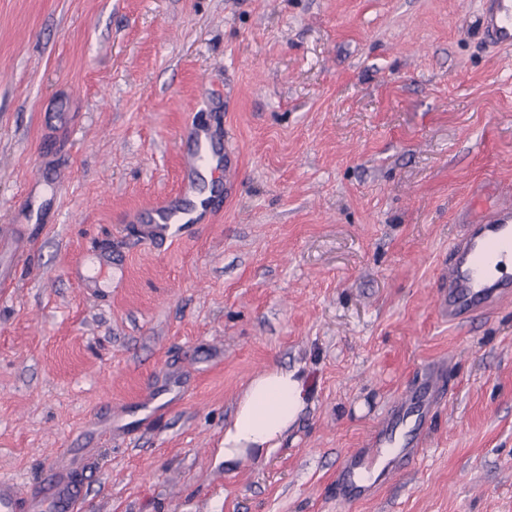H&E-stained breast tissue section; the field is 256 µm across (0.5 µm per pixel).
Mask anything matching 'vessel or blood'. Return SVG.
<instances>
[{"label": "vessel or blood", "instance_id": "1", "mask_svg": "<svg viewBox=\"0 0 512 512\" xmlns=\"http://www.w3.org/2000/svg\"><path fill=\"white\" fill-rule=\"evenodd\" d=\"M481 27L496 47H512V0H482ZM215 134L211 127L192 125L188 147L181 159V180L176 193L157 206L153 221L139 230V238L156 245L181 238L210 213L208 202L190 207L185 203L196 187L201 167H209L232 191L240 167L235 151L214 157ZM512 263V209L500 208L485 220L466 225L450 250L437 280L436 304L449 324L458 325L512 298V275L500 266ZM446 367L436 364L420 372L416 384L403 390L397 404L374 431L368 449L347 455L336 469V497L355 502L369 497L379 486L420 461L421 439L430 428L433 408L448 395ZM66 464L53 472L39 490L13 480H0V512H84L77 475L85 457L79 449L67 451Z\"/></svg>", "mask_w": 512, "mask_h": 512}]
</instances>
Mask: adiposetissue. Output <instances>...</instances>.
Listing matches in <instances>:
<instances>
[{"instance_id":"ef3b65f1","label":"adipose tissue","mask_w":512,"mask_h":512,"mask_svg":"<svg viewBox=\"0 0 512 512\" xmlns=\"http://www.w3.org/2000/svg\"><path fill=\"white\" fill-rule=\"evenodd\" d=\"M307 404L303 374L274 366L250 380L224 427V466L246 457L262 460L275 450Z\"/></svg>"}]
</instances>
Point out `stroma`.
I'll list each match as a JSON object with an SVG mask.
<instances>
[{
  "instance_id": "obj_1",
  "label": "stroma",
  "mask_w": 512,
  "mask_h": 512,
  "mask_svg": "<svg viewBox=\"0 0 512 512\" xmlns=\"http://www.w3.org/2000/svg\"><path fill=\"white\" fill-rule=\"evenodd\" d=\"M481 0H0V479L67 448L89 512H512V300L465 324L435 283L463 222L512 207V50ZM238 151L211 223L155 248L187 125ZM112 247L98 293L74 274ZM449 357L422 462L339 504L332 478ZM304 411L226 469L224 425L272 365Z\"/></svg>"
}]
</instances>
